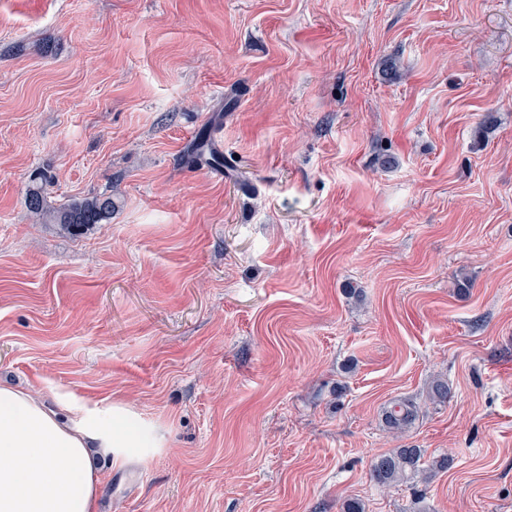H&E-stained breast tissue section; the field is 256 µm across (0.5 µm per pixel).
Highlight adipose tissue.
Segmentation results:
<instances>
[{"instance_id": "obj_1", "label": "adipose tissue", "mask_w": 512, "mask_h": 512, "mask_svg": "<svg viewBox=\"0 0 512 512\" xmlns=\"http://www.w3.org/2000/svg\"><path fill=\"white\" fill-rule=\"evenodd\" d=\"M159 444L124 407L66 395L51 407L0 384V512H96L102 461L134 463Z\"/></svg>"}]
</instances>
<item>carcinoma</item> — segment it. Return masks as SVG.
I'll return each mask as SVG.
<instances>
[{
    "mask_svg": "<svg viewBox=\"0 0 512 512\" xmlns=\"http://www.w3.org/2000/svg\"><path fill=\"white\" fill-rule=\"evenodd\" d=\"M187 162L197 164L208 160L214 162L217 156L213 152L210 139L201 135L186 151ZM52 176L45 172L30 176L27 189V206L38 219L56 224L61 230L75 235L104 224L112 217L115 202L110 195H100L81 201L56 206L49 200L47 186ZM451 391L448 382L437 379L430 388V399L438 404L448 402ZM418 414L417 406L411 401L395 404L386 412L385 423L394 432H404L411 427ZM423 450L414 446L396 448L388 454L379 456L372 464L371 477L380 485H390L411 479L421 473L420 462Z\"/></svg>",
    "mask_w": 512,
    "mask_h": 512,
    "instance_id": "carcinoma-1",
    "label": "carcinoma"
}]
</instances>
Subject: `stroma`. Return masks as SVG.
I'll return each mask as SVG.
<instances>
[{
	"mask_svg": "<svg viewBox=\"0 0 512 512\" xmlns=\"http://www.w3.org/2000/svg\"><path fill=\"white\" fill-rule=\"evenodd\" d=\"M0 380L154 429L99 512H512V0H0ZM187 162L189 164L207 163L208 160L216 163L217 156L213 152L212 144L207 135H200L186 151ZM52 181L47 172L33 173L27 189V206L39 220L58 224L61 230L75 235L93 227L104 224L112 217L115 202L112 195H100L81 201L55 206L47 193L46 187ZM417 414L418 408L413 402L402 401L386 412L385 423L391 431L402 433L411 427ZM423 450L414 446L395 448L379 456L372 464L371 477L380 485H390L414 478L425 472L420 469Z\"/></svg>",
	"mask_w": 512,
	"mask_h": 512,
	"instance_id": "35a3bbf8",
	"label": "stroma"
}]
</instances>
